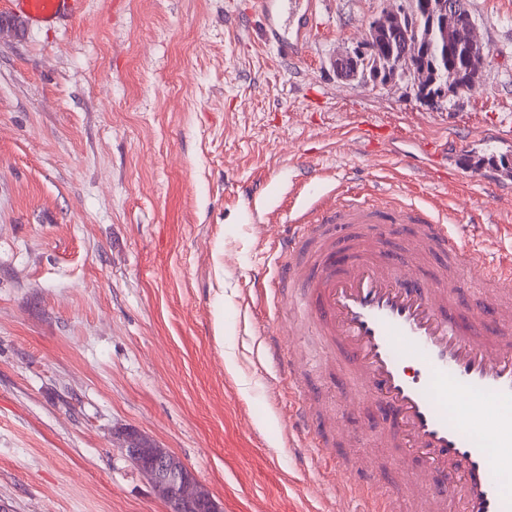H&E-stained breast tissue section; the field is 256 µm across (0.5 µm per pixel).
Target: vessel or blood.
<instances>
[{
  "label": "vessel or blood",
  "instance_id": "1",
  "mask_svg": "<svg viewBox=\"0 0 512 512\" xmlns=\"http://www.w3.org/2000/svg\"><path fill=\"white\" fill-rule=\"evenodd\" d=\"M75 0H14L36 22L70 15ZM317 0H258L267 37L282 61L301 55ZM401 224L400 256L385 255L380 227ZM356 228L337 251L334 226ZM448 260L449 277L469 274L482 286L476 308L462 313L447 279L424 275L427 258ZM271 281L287 288L283 315L292 336H320L323 357L345 365L355 397L373 400L386 422L375 435L390 450L393 479L374 488L335 461L310 421L314 410L288 388V445L315 449L320 467L355 512H398L408 498L420 512H512L502 486L512 461V259L487 262L463 247L432 206H379L363 194L331 190L298 207L280 242ZM268 337L272 360L298 358L286 336Z\"/></svg>",
  "mask_w": 512,
  "mask_h": 512
}]
</instances>
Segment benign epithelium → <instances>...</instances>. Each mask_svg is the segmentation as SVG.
<instances>
[{"label": "benign epithelium", "mask_w": 512, "mask_h": 512, "mask_svg": "<svg viewBox=\"0 0 512 512\" xmlns=\"http://www.w3.org/2000/svg\"><path fill=\"white\" fill-rule=\"evenodd\" d=\"M420 15L439 22L445 31L450 24L460 31L454 51L465 64L475 63L479 67L487 64L488 48L477 36L475 20L465 10L462 0H423ZM405 18L406 14L398 6L382 9L369 21L365 37L357 46L330 57V68L341 78H351L358 72L360 58L366 50L385 44L394 46L396 50L386 54L393 71L402 73V81L410 84L415 91H420L428 81L429 72L423 65L419 45L407 39ZM466 81L470 87H475L480 81V72H475L468 81L464 79L462 70L451 68L438 92L432 93L428 100L434 101L454 94ZM117 443L123 454L173 512H179L184 506L193 503L205 507L206 512H221L218 504L200 489L195 475L178 457L151 445L134 429L119 434Z\"/></svg>", "instance_id": "1"}]
</instances>
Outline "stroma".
<instances>
[{"label":"stroma","instance_id":"35a3bbf8","mask_svg":"<svg viewBox=\"0 0 512 512\" xmlns=\"http://www.w3.org/2000/svg\"><path fill=\"white\" fill-rule=\"evenodd\" d=\"M384 0H320L281 63L256 0H80L0 38V503L10 512H168L115 446L134 428L180 457L222 512H348L288 445L257 302L288 231L289 179L425 206L463 245L512 253V205L426 142L512 152V0H469L490 56L479 88L431 105L405 84L338 80ZM369 121L385 144H348ZM275 184L272 231L246 186ZM330 449L357 466L372 405L344 414L343 370L297 374ZM353 434H336L337 418Z\"/></svg>","mask_w":512,"mask_h":512}]
</instances>
